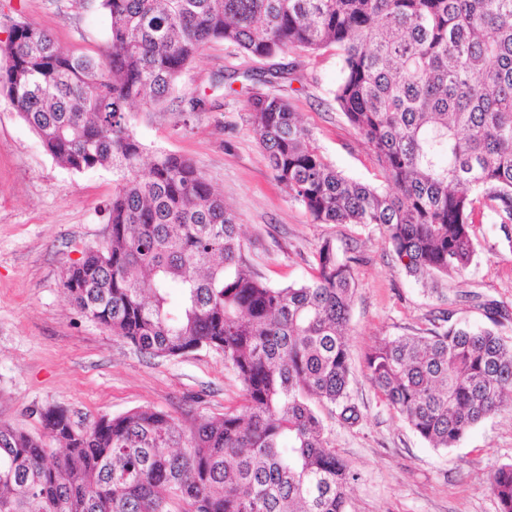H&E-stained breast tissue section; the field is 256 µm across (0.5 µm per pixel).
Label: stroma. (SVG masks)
<instances>
[{"instance_id":"35a3bbf8","label":"stroma","mask_w":512,"mask_h":512,"mask_svg":"<svg viewBox=\"0 0 512 512\" xmlns=\"http://www.w3.org/2000/svg\"><path fill=\"white\" fill-rule=\"evenodd\" d=\"M14 19L85 55L99 52L110 24L96 0H0V40ZM270 69L292 72L296 80L264 83ZM229 74L250 91L288 96L321 152L348 178L376 185L378 169L334 100L342 71L331 47L256 59L233 45L209 43L181 75L173 102L131 116L150 153L191 159L223 195L241 226L245 263L267 284L311 279L327 240L350 259L356 292L347 330L348 399L361 419L350 426L329 409L320 411L332 449L357 475L348 512H498L487 479L512 463V409L484 420L458 447L435 450L375 390L364 356L382 339L444 317L495 325L512 341V224L477 225L472 265L432 289L406 273L378 226L313 223L275 180L244 97L225 95L221 78ZM195 94L206 95L211 109L183 124L177 101ZM116 180L109 169L74 172L59 165L0 98V423L41 435V414L49 409L81 423L152 407L186 424L199 414L242 407L240 383L222 351L149 357L83 316L65 294L67 269L105 237L103 207Z\"/></svg>"}]
</instances>
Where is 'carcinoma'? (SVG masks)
Returning a JSON list of instances; mask_svg holds the SVG:
<instances>
[{"instance_id": "1", "label": "carcinoma", "mask_w": 512, "mask_h": 512, "mask_svg": "<svg viewBox=\"0 0 512 512\" xmlns=\"http://www.w3.org/2000/svg\"><path fill=\"white\" fill-rule=\"evenodd\" d=\"M110 17L95 56L32 23L11 26L0 96L61 166L119 174L110 236L85 249L63 288L86 318L154 357L224 353L245 412L184 429L140 407L88 433L41 413L50 447L0 429V512H347L356 473L330 449L318 408L346 404L351 259L325 241L313 277L273 288L242 260L240 224L176 154L147 155L130 128L174 91L213 41L267 59L333 46L334 98L370 147L382 184L336 170L279 94L247 98L268 165L315 224L380 226L406 271L434 285L476 256L474 215L512 223V0H99ZM188 115L208 100L181 101ZM375 389L436 449L457 447L512 406V342L450 324L383 339L365 355ZM512 512V463L488 479Z\"/></svg>"}]
</instances>
